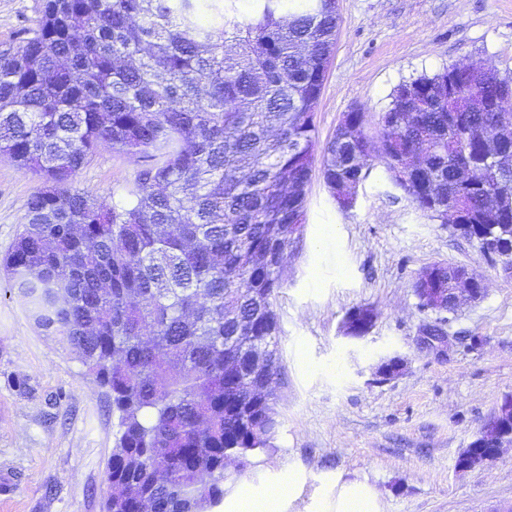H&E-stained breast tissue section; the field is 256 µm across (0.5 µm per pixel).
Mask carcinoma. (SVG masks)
<instances>
[{
	"label": "carcinoma",
	"mask_w": 512,
	"mask_h": 512,
	"mask_svg": "<svg viewBox=\"0 0 512 512\" xmlns=\"http://www.w3.org/2000/svg\"><path fill=\"white\" fill-rule=\"evenodd\" d=\"M338 20L336 0H44L0 52V158L44 183L0 268L112 399L104 512H210L273 446L275 300L316 156L333 196L405 169L417 209L449 202L480 251L512 245V77L403 82L375 136L351 111L321 146ZM103 145L139 165L117 201L73 185ZM430 270L452 288L460 266Z\"/></svg>",
	"instance_id": "1"
}]
</instances>
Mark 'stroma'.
Listing matches in <instances>:
<instances>
[{"mask_svg": "<svg viewBox=\"0 0 512 512\" xmlns=\"http://www.w3.org/2000/svg\"><path fill=\"white\" fill-rule=\"evenodd\" d=\"M41 0H0V48L30 27ZM340 17L315 123L329 139L344 113L366 115L374 134L402 82L451 65L490 64L512 76V0H337ZM138 167L97 149L75 178L101 196L122 195ZM42 185L0 159V256ZM445 262L488 284L484 296L449 315L450 349L418 348L423 323L417 277ZM275 303L281 334L277 379L281 427L237 487L263 489L301 474L282 512H316L344 481L381 495L383 512H512V447L468 471L457 459L502 399L512 396V267L416 209L374 169L357 202L339 210L320 173L307 195L304 238L288 261ZM370 307L369 334L342 332L346 312ZM404 373L376 382L384 358ZM115 420L106 389L77 354L29 319L0 277V512H103Z\"/></svg>", "mask_w": 512, "mask_h": 512, "instance_id": "obj_1", "label": "stroma"}]
</instances>
